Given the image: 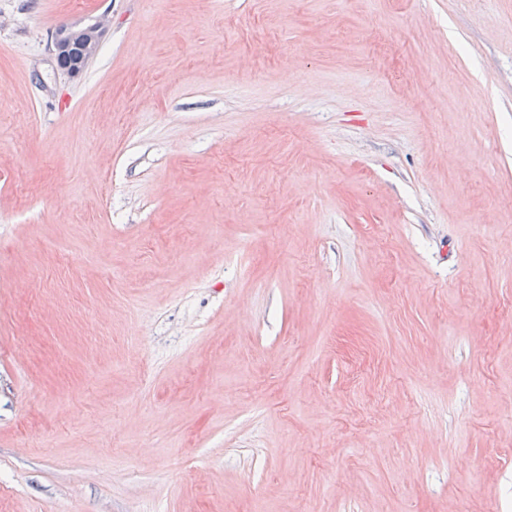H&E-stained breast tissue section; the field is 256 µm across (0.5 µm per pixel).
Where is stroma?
Instances as JSON below:
<instances>
[{
	"mask_svg": "<svg viewBox=\"0 0 512 512\" xmlns=\"http://www.w3.org/2000/svg\"><path fill=\"white\" fill-rule=\"evenodd\" d=\"M511 241L512 0H0V512H494ZM100 43L99 26L59 27L53 47L59 68L70 76L79 75L96 55Z\"/></svg>",
	"mask_w": 512,
	"mask_h": 512,
	"instance_id": "35a3bbf8",
	"label": "stroma"
}]
</instances>
